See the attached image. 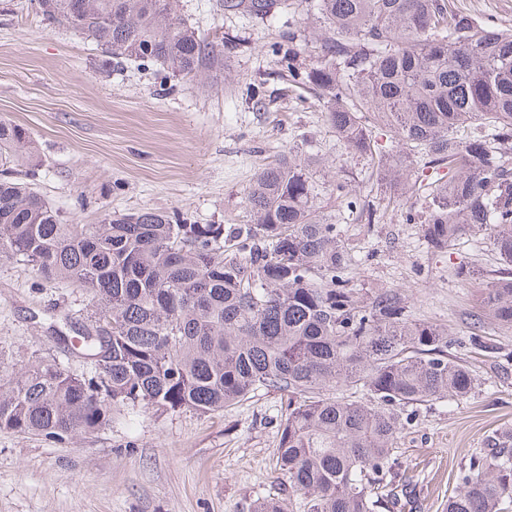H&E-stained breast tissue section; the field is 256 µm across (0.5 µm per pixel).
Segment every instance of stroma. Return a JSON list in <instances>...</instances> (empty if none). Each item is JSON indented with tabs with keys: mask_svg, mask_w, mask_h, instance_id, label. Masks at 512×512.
Wrapping results in <instances>:
<instances>
[{
	"mask_svg": "<svg viewBox=\"0 0 512 512\" xmlns=\"http://www.w3.org/2000/svg\"><path fill=\"white\" fill-rule=\"evenodd\" d=\"M453 3L512 30V0ZM176 10L202 40L224 47L223 67L204 81L164 82L130 62L104 70L93 40L43 24L30 0H0V119L36 140L31 184L69 223L175 211L229 231L251 222L244 192L263 164L294 146L330 166L342 154L316 98L285 93L278 76L271 46L291 14L229 15L221 0H177ZM340 230L361 293L405 290L412 318L446 328L452 354L481 378L474 394L418 407L397 440L390 512H445L486 435L512 428V328L489 320L475 339L467 319L501 272L493 240L470 233L436 250L397 213L381 224L349 216ZM461 267L473 271L469 283ZM85 298L0 259V374L37 357L66 360L52 326ZM286 404L261 390L212 414L121 409L62 443L0 431V512H248L259 498L301 512L303 496L289 489L277 455Z\"/></svg>",
	"mask_w": 512,
	"mask_h": 512,
	"instance_id": "obj_1",
	"label": "stroma"
}]
</instances>
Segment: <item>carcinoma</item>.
Masks as SVG:
<instances>
[{
  "label": "carcinoma",
  "mask_w": 512,
  "mask_h": 512,
  "mask_svg": "<svg viewBox=\"0 0 512 512\" xmlns=\"http://www.w3.org/2000/svg\"><path fill=\"white\" fill-rule=\"evenodd\" d=\"M282 75L322 102L346 158L366 161L374 200L359 203L347 163L320 186L319 160L290 149L260 168L244 193L252 223L175 213L109 215L68 224L23 180L0 179V259L46 283L91 295L71 353L89 371L38 358L0 379V430L59 442L84 437L124 408L213 413L261 391L288 396L279 437L288 487L303 512H377L408 409L453 401L480 385L448 352V330L408 314L398 288L362 295L344 276L352 257L325 191L368 222L399 211L435 249L490 231L512 266V34L448 8V0H300ZM288 0H224V10L264 19ZM50 25L94 40L102 66L126 61L165 78L197 79L224 63L177 15L175 0H31ZM317 60L306 65V58ZM393 133L372 140L370 124ZM30 133L0 120V165L34 159ZM512 327V276L485 288L484 316ZM448 498L447 512H509L512 428L486 439Z\"/></svg>",
  "instance_id": "cac0c4a2"
}]
</instances>
